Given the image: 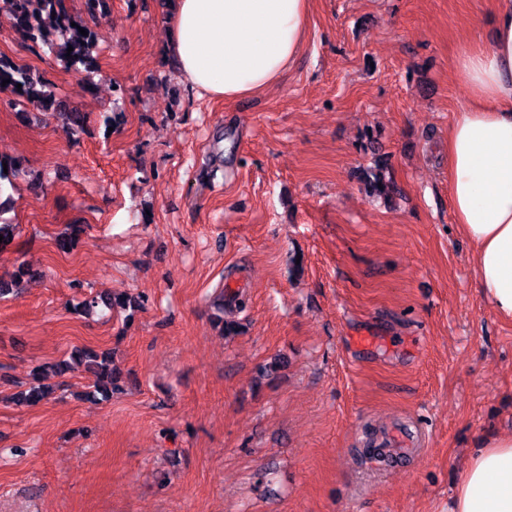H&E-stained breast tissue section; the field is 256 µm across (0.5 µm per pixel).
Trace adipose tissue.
Segmentation results:
<instances>
[{
	"label": "adipose tissue",
	"instance_id": "ef3b65f1",
	"mask_svg": "<svg viewBox=\"0 0 512 512\" xmlns=\"http://www.w3.org/2000/svg\"><path fill=\"white\" fill-rule=\"evenodd\" d=\"M309 0H174L168 50L191 88L234 100L279 81L299 55ZM468 103L448 129L457 224L484 297L512 318V0H494L488 38L460 43ZM448 512H512V435L488 442L460 475Z\"/></svg>",
	"mask_w": 512,
	"mask_h": 512
}]
</instances>
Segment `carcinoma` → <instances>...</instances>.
<instances>
[{
    "instance_id": "cac0c4a2",
    "label": "carcinoma",
    "mask_w": 512,
    "mask_h": 512,
    "mask_svg": "<svg viewBox=\"0 0 512 512\" xmlns=\"http://www.w3.org/2000/svg\"><path fill=\"white\" fill-rule=\"evenodd\" d=\"M0 18L7 21L12 32L21 40L55 53L67 69L86 81H91V75L98 71L95 52L100 36L82 16L69 13L65 0H0ZM81 28L88 35H81ZM70 47L73 48L71 52L68 51ZM7 79L10 83L0 86V106L18 112L21 117L27 116L25 109L29 106L43 113H58L74 133L85 132L86 116L68 108L53 83L34 76L28 66L0 55V83ZM23 173L22 160L0 161V192L6 183L15 186V180ZM83 234V225H70L69 231L58 240L59 248L64 252L72 250ZM34 275L32 266L24 261L18 263L12 280H0V298L13 293L24 279ZM76 365L85 366L94 376L93 393L89 394V398L94 402L109 399L114 381L112 354L77 349L71 353L70 359L54 364L52 369L57 374H64ZM51 394L52 388L38 384L21 394L20 400L34 405Z\"/></svg>"
}]
</instances>
